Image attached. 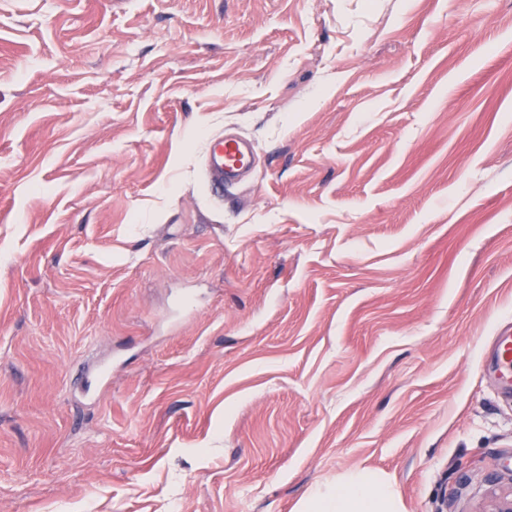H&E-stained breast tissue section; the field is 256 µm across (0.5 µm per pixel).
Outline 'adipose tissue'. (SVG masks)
I'll use <instances>...</instances> for the list:
<instances>
[{
	"label": "adipose tissue",
	"mask_w": 512,
	"mask_h": 512,
	"mask_svg": "<svg viewBox=\"0 0 512 512\" xmlns=\"http://www.w3.org/2000/svg\"><path fill=\"white\" fill-rule=\"evenodd\" d=\"M296 512H404V504L390 479L355 468L314 487L299 501Z\"/></svg>",
	"instance_id": "1"
}]
</instances>
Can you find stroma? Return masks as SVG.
<instances>
[{
    "label": "stroma",
    "instance_id": "stroma-1",
    "mask_svg": "<svg viewBox=\"0 0 512 512\" xmlns=\"http://www.w3.org/2000/svg\"><path fill=\"white\" fill-rule=\"evenodd\" d=\"M507 324L512 0H0V512H482ZM209 184L214 195H224V182L250 168V153L233 137L221 134L206 145ZM296 512H404L394 483L368 469L355 468L335 482L317 485L303 497Z\"/></svg>",
    "mask_w": 512,
    "mask_h": 512
}]
</instances>
